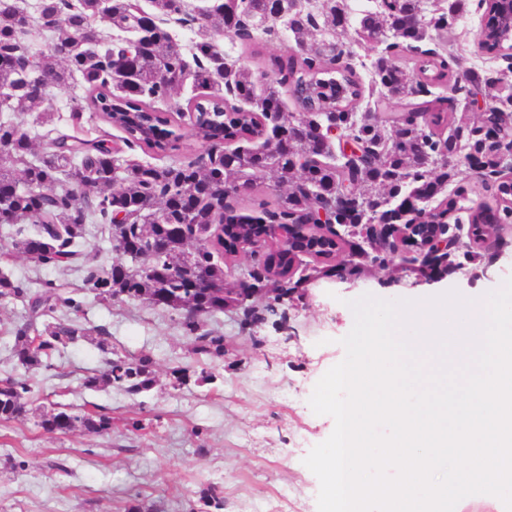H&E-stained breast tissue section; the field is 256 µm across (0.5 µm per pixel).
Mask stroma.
I'll list each match as a JSON object with an SVG mask.
<instances>
[{
  "mask_svg": "<svg viewBox=\"0 0 512 512\" xmlns=\"http://www.w3.org/2000/svg\"><path fill=\"white\" fill-rule=\"evenodd\" d=\"M483 10L468 0L451 20L453 40L432 41L431 49L453 54L462 68L505 70L506 59L479 51ZM238 65L269 68L295 42L289 32L246 48L220 38ZM78 83L53 89L47 102L53 120L12 113L13 121L83 139L119 140L121 133L96 115L72 121ZM470 246L432 271L413 272L412 251L400 247L385 264L367 263L353 274V256L335 259L332 276H312L311 258L298 273V293L265 310L258 295L206 318L203 330L224 339V355L199 354L180 313L143 300L103 303L85 288L75 269L46 268L14 252L12 228L0 224V270L24 282H51L82 305L86 327H103L120 356L145 357L153 382L130 394L123 387L84 388L88 375L105 367V354L80 341L55 356L51 369L36 370L32 398L98 411L112 419L106 434L81 431L49 434L35 419L0 423V512H206L203 494L217 487L223 512H317L319 481L304 459L334 429L330 416L315 414L309 399L318 380L345 356L340 343L354 324L349 300L370 293L387 300L414 299L441 291L488 293L512 277V226L470 257ZM26 315L21 302L0 305V379L23 375L12 356L13 331ZM212 380H202V372Z\"/></svg>",
  "mask_w": 512,
  "mask_h": 512,
  "instance_id": "obj_1",
  "label": "stroma"
}]
</instances>
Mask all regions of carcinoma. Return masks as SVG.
<instances>
[{
    "mask_svg": "<svg viewBox=\"0 0 512 512\" xmlns=\"http://www.w3.org/2000/svg\"><path fill=\"white\" fill-rule=\"evenodd\" d=\"M292 0H223L221 9L203 17L184 53L173 41L169 23L182 22L183 0H150L144 10L137 0H40V13L28 19L21 0H0V112H33L47 100L53 87L79 81L84 96L75 99L72 119L85 112L100 116L124 133L125 145L167 156L179 150L184 138L182 123L193 121L192 136L212 143V153L196 161L144 164L118 156L120 147L105 140L59 135L49 140L21 122L0 119V145L11 165H0V224L19 225L15 249L44 267H74L83 273L84 285L95 297L108 302L125 297L154 306L185 311L183 325L194 333L205 317L224 312L226 305L245 303L242 292L224 287V257L234 255L237 239L261 233L263 224H311L322 204L347 182L356 188V208L365 214L386 208L391 199L410 185L416 198L429 200L448 188V179L463 170L448 169L440 151L457 149V135L442 136L441 129L455 121L454 113L441 108L445 98L423 100L410 115L371 117L355 112L363 85L353 67L338 65L344 54L342 38L324 41L309 56L291 52L273 60V73L253 71L229 61L218 37L225 35L255 45L266 36L264 23L274 14L287 17L296 46L304 48L315 29L313 16L292 9ZM347 13L344 0H329L325 24L338 27ZM418 18L415 26L403 25L405 17ZM424 0H397L385 14H364L358 35L374 41L381 28L391 33L393 45L417 49L426 37ZM98 22L136 34L133 45L108 43L102 47ZM381 97L405 98L420 93L412 73L443 82L452 88L458 77L450 73L448 59L410 66L406 60L382 56L374 65ZM192 78L201 94L175 104L164 114L157 104L170 99ZM503 81L497 71H468L466 83L493 89ZM239 105H228L225 93ZM299 107L286 111L284 95ZM327 113L326 120L367 146L366 154L346 170L328 159L313 134L312 113ZM297 123L301 132L288 155L266 146L246 149L243 140L262 138L277 122ZM270 174L273 200L258 208L237 206L233 184L252 188ZM377 192H372V189ZM155 205L153 214L144 203ZM499 207L461 199H443L445 212L459 208L471 224H500L512 209V184L498 187ZM111 226L114 249L131 247L130 262L110 266L99 252L81 249L91 218ZM32 219L29 231L20 223ZM301 253L328 262L336 256V240L315 229L311 238L288 247L278 241L266 246L258 268L249 272L248 288L268 289L273 304L290 295L299 282L292 281L294 263ZM199 269L213 283L211 288H187L184 279L172 277L181 270L189 275ZM21 300L26 304L24 322L14 332L13 356L26 371L52 367L60 348L82 339L109 354L103 371L88 376L83 386L101 391L114 384L138 394L151 384L147 361L112 357L104 329L94 331L79 318L63 321L62 307L79 312L80 303L63 297L50 282L32 288L0 273V303ZM201 353L224 355V337H196ZM31 376L0 380V422L22 421L36 413L29 394ZM40 426L49 433H67L81 427L103 433L111 420L101 413L82 412L54 404L40 414Z\"/></svg>",
    "mask_w": 512,
    "mask_h": 512,
    "instance_id": "cac0c4a2",
    "label": "carcinoma"
}]
</instances>
